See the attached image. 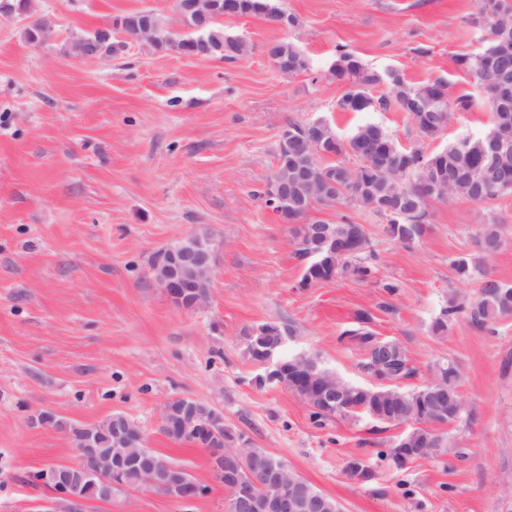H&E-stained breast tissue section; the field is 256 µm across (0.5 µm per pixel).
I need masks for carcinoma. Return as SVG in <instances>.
I'll return each mask as SVG.
<instances>
[{
    "mask_svg": "<svg viewBox=\"0 0 512 512\" xmlns=\"http://www.w3.org/2000/svg\"><path fill=\"white\" fill-rule=\"evenodd\" d=\"M32 0H0V17L7 14V8L21 10L30 18L25 28V37L31 42L41 30L51 29L49 21L40 16L32 17ZM206 0H176L175 23L185 25L194 22L197 10L193 6ZM237 15L259 17L270 25H275L279 15H286L288 25L296 24V19L285 14L277 0H235ZM512 16V0H478V23L487 32L485 46L475 54H461L456 57V65L471 74L484 93L483 102H478L469 94L448 97L446 110L438 117L425 111L431 97L440 87L438 82L416 85L409 82L399 72H388L393 95L374 97L370 88L379 82L378 76L367 69L351 52L337 50V58L330 70V78L346 87L338 101V108L346 112L374 111L378 108L388 111L395 109L410 115L417 131V137L428 141L437 138L446 129L456 112H467L479 105L488 107L492 114V129L506 130L512 134V104L502 105L495 99L491 83L498 77L512 80V24H495L494 18L507 19ZM150 18L158 48L188 56L199 53L205 56L236 58L240 52V39L226 34L224 26L208 23L204 49H199L190 41V35L181 34L172 27V22L152 10H140L120 16L123 22L122 33L133 41H139V29L144 18ZM281 57L279 72L294 75L307 71L308 60L291 43L280 40L271 45ZM288 133V147L304 162H311V145L306 136V122L291 121L284 127ZM321 142L326 154L319 157L320 164L327 172L336 175V188L315 189L309 185L300 190V204L308 210L336 209L344 211L336 221L316 219L314 223H327L340 230L349 226L362 233V246L350 253L330 254L316 241L306 238L305 225L289 228L295 255L306 261L300 285L307 288L318 279L355 277L365 279L371 270L364 262V254L370 246L368 232L363 224L352 220L346 212L352 209L369 211L386 221L387 236L404 245L421 240L428 231V200L442 201L450 196L469 198L473 187L481 189L475 203H489L504 195L512 194V154L502 157L489 168L482 151L483 143L476 137L469 142L461 139L449 144L441 151H430L422 143L407 149L381 125L369 123L358 126L347 136H341L331 127L322 131ZM477 253L490 255L504 246L498 224H485L475 237ZM452 267L461 279L470 278L478 266L469 255H461L452 260ZM460 310L450 304L435 318L431 331L436 336L448 333L450 316ZM470 323L479 329H487L496 321L512 315V284L485 279L482 296L466 306ZM361 326L344 332V336L355 342L365 351V370L370 374L383 371L390 375L395 384L387 387L354 385L342 380L336 374L318 367L325 378L332 380L343 389L342 402L352 408L354 414H364L375 421L387 425H401L413 421L412 428L417 446L404 448L401 441L382 450L379 455L387 459L391 466L403 471L415 461L435 456V449L448 447L447 436L433 429L435 424L455 422L461 410H451L439 417H427L428 405L422 396L423 388L405 392L397 384L415 376L416 369L409 360L404 348L396 341L376 336L364 326L369 316L358 317ZM284 327L273 322L267 333L244 334L246 354L256 362L269 345L278 338ZM442 368V384L448 392L459 393L460 373L452 362L438 364ZM128 422L126 416L114 414L93 427L98 437V448L107 454L112 448V432ZM346 472L353 478L370 480L374 476L371 466L360 458H352L346 465ZM71 480L80 487L89 499H99L94 485L88 482L85 473L70 469Z\"/></svg>",
    "mask_w": 512,
    "mask_h": 512,
    "instance_id": "carcinoma-1",
    "label": "carcinoma"
}]
</instances>
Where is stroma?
Segmentation results:
<instances>
[{
	"mask_svg": "<svg viewBox=\"0 0 512 512\" xmlns=\"http://www.w3.org/2000/svg\"><path fill=\"white\" fill-rule=\"evenodd\" d=\"M279 3L294 27L225 21L249 46L233 60L155 50L118 32L103 58L65 53L73 36L119 15L174 18L175 0H32L51 23L41 45L26 40L23 20L0 18V512H49L54 492L35 473L76 463L68 425L116 413L148 448L206 477V451L161 431L164 404L179 397L223 410L228 429L281 458L342 512H512V316L485 330L459 313L447 336L431 332L449 298L477 301L487 277L512 283V194L432 202L427 234L412 245L354 212L368 229L371 278L307 288L288 226L253 196L275 172L288 121L323 119L342 135L375 122L401 145L414 142L407 113L338 109L342 88L329 78L337 48L376 72L479 95L455 63L483 45L477 0ZM278 40L298 47L309 70L277 71L266 49ZM492 220L505 246L459 280L452 260L473 253ZM193 231L212 235L218 249L208 302L186 310L153 281L150 263ZM363 313L416 367L402 390L422 386L440 362L459 368L464 409L443 429L445 456L393 470L377 453L404 426L364 415L318 424L288 390L257 384L262 369L245 353L244 332L265 322L290 324L283 355L314 354L344 380L370 384L364 351L341 338ZM44 411L64 427L37 424ZM356 456L372 480L347 475ZM224 496L213 482L184 506L143 486L85 501L80 512H224Z\"/></svg>",
	"mask_w": 512,
	"mask_h": 512,
	"instance_id": "35a3bbf8",
	"label": "stroma"
}]
</instances>
